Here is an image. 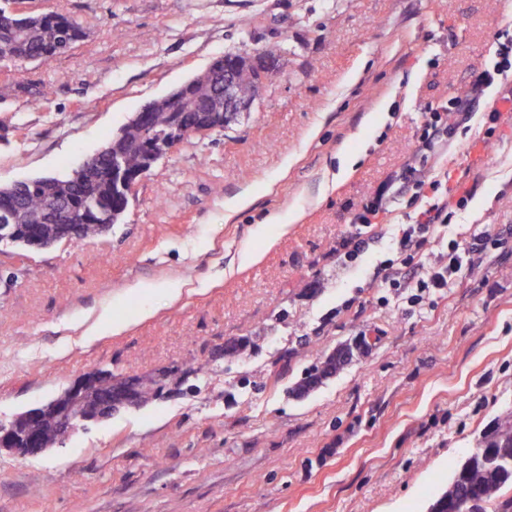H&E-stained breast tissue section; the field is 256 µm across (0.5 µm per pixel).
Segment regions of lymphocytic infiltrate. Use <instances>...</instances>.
<instances>
[{
    "instance_id": "obj_1",
    "label": "lymphocytic infiltrate",
    "mask_w": 512,
    "mask_h": 512,
    "mask_svg": "<svg viewBox=\"0 0 512 512\" xmlns=\"http://www.w3.org/2000/svg\"><path fill=\"white\" fill-rule=\"evenodd\" d=\"M512 73V41L498 43L495 57L473 75L469 95L454 98L449 109L433 111L421 129L418 148L422 151L432 150L436 145L446 142L451 131L466 125L472 118L473 99L485 90L507 78ZM406 182L416 190L430 188L423 208L408 217L403 224L397 225L395 231L394 255L380 261L378 268L387 287L400 290L410 287L408 303L419 305L436 292L452 287L462 276L466 267L472 266L480 259L489 245L495 244L496 238L491 233L469 240L452 239L448 242V251L430 267L424 266L420 254L421 247L434 236L438 229L448 224L450 205L464 206V199H451L449 194L440 193L439 181L424 182L415 167H407L403 173ZM389 184H382L361 205L355 216L356 223L361 224V231L352 234L345 242L344 257L357 259L369 245L368 238L362 234L363 228L372 227V219L385 208L389 197ZM418 270L416 280H408L410 270Z\"/></svg>"
}]
</instances>
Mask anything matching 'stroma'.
<instances>
[{"label":"stroma","instance_id":"stroma-1","mask_svg":"<svg viewBox=\"0 0 512 512\" xmlns=\"http://www.w3.org/2000/svg\"><path fill=\"white\" fill-rule=\"evenodd\" d=\"M86 35L45 63L0 60V185L96 153L140 106L214 57L265 50L279 71L251 111L159 161L122 224L38 252L0 245V420L80 375L177 368L198 391L120 411L33 457L0 454V512H426L452 462L512 407V75L467 131L421 155L447 105L512 34V0H25ZM257 24L243 29V18ZM487 148L471 164L472 144ZM352 171L339 177L343 158ZM416 163L471 190L449 235L501 242L454 287L413 306L376 273L393 225L423 205L391 197L368 253L340 261L361 203ZM252 203L228 215L241 195ZM258 263L240 267L242 251ZM178 284L171 298L163 284ZM121 321L93 338L91 325ZM372 348L302 400L286 388L321 352ZM255 347L228 364L226 340Z\"/></svg>","mask_w":512,"mask_h":512}]
</instances>
